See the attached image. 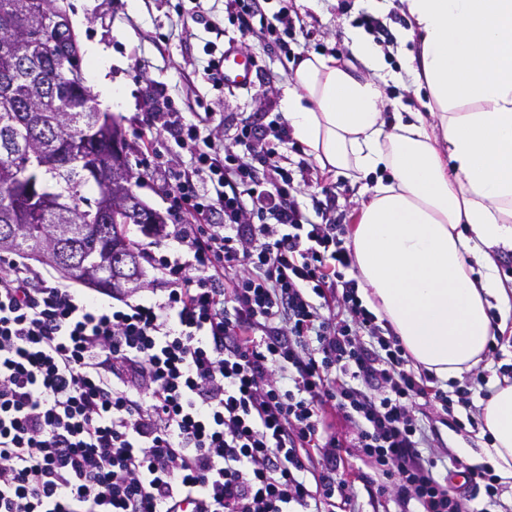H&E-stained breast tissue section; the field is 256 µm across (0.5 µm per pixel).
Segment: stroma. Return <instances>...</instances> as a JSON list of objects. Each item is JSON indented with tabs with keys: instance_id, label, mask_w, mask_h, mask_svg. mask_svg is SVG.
<instances>
[{
	"instance_id": "obj_1",
	"label": "stroma",
	"mask_w": 512,
	"mask_h": 512,
	"mask_svg": "<svg viewBox=\"0 0 512 512\" xmlns=\"http://www.w3.org/2000/svg\"><path fill=\"white\" fill-rule=\"evenodd\" d=\"M61 5L80 48L96 46L108 59L107 77L119 94L111 113L133 148V169L144 173L136 192L162 213L169 206L170 184L179 171L190 166L191 154L172 141L161 144L159 154L145 150L147 112L158 93L168 95L179 109L191 106L201 113H215L221 120L256 115L265 123L284 124L281 100L296 61L310 53L332 56L349 52L344 31L358 27L364 13L381 19L387 27L391 70L404 69L396 49L398 32L407 21L399 9L388 8L386 0H266L267 16L288 7L290 14L302 19L304 29L289 35L283 47L248 38L247 53L256 59L259 72L251 90L235 93L225 90L206 72V43L220 50L237 34L224 0H61ZM280 164L294 174L304 166L322 174V181L299 185L296 198L302 208H311L313 200L335 195L337 212L343 213L347 226H354L361 193L372 188L371 180L354 184L343 176L321 172L312 157L290 147L283 149ZM500 330L505 341L499 345L497 356L486 357L480 371L441 380L445 391L466 385L472 390L473 401H481L483 393L499 381L500 367L512 364V318ZM423 422L434 449L444 448L458 457L463 449L477 451L488 445L482 431L443 425L435 410L425 409Z\"/></svg>"
}]
</instances>
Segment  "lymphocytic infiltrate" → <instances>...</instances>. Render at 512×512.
<instances>
[{
    "instance_id": "obj_1",
    "label": "lymphocytic infiltrate",
    "mask_w": 512,
    "mask_h": 512,
    "mask_svg": "<svg viewBox=\"0 0 512 512\" xmlns=\"http://www.w3.org/2000/svg\"><path fill=\"white\" fill-rule=\"evenodd\" d=\"M201 120L147 116L148 149L194 160L133 243L159 295L104 303L0 256V512H335L358 482L396 512H491V468L461 487L423 454L419 405L470 389L408 370L345 275L344 224L296 201L285 129L227 145Z\"/></svg>"
}]
</instances>
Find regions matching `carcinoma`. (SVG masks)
Returning <instances> with one entry per match:
<instances>
[{
	"label": "carcinoma",
	"instance_id": "obj_1",
	"mask_svg": "<svg viewBox=\"0 0 512 512\" xmlns=\"http://www.w3.org/2000/svg\"><path fill=\"white\" fill-rule=\"evenodd\" d=\"M57 7L56 0H0V251L39 258L76 281L112 289L141 276L139 256L124 235L126 224L165 223L134 192L135 173L110 165L106 141L118 120L100 112L85 80L69 81L65 99L51 94L65 80L37 61L46 54H80L70 29L54 43L27 45L13 38L24 20Z\"/></svg>",
	"mask_w": 512,
	"mask_h": 512
}]
</instances>
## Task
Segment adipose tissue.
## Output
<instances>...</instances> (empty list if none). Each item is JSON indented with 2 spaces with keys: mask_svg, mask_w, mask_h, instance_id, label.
I'll return each instance as SVG.
<instances>
[{
  "mask_svg": "<svg viewBox=\"0 0 512 512\" xmlns=\"http://www.w3.org/2000/svg\"><path fill=\"white\" fill-rule=\"evenodd\" d=\"M417 108L384 119L386 63L357 29L352 73L331 57L299 60L282 107L321 169L375 178L351 233L370 306L411 356L448 379L477 366L494 331L489 300L508 303L490 257L512 250V0H399ZM468 232H461V225ZM493 443L467 452L512 478V384L481 403Z\"/></svg>",
  "mask_w": 512,
  "mask_h": 512,
  "instance_id": "1",
  "label": "adipose tissue"
}]
</instances>
